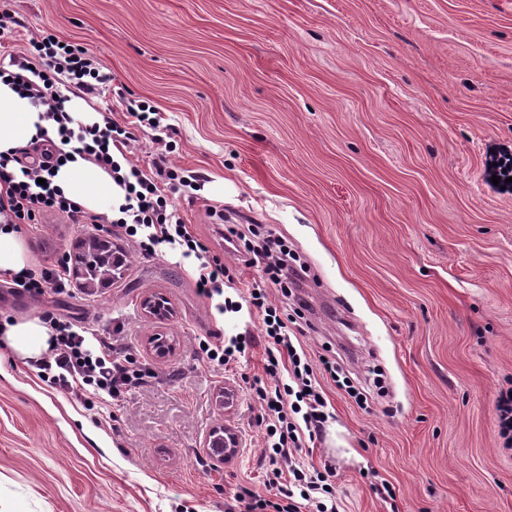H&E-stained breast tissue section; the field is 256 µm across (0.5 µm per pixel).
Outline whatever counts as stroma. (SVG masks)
<instances>
[{"mask_svg": "<svg viewBox=\"0 0 512 512\" xmlns=\"http://www.w3.org/2000/svg\"><path fill=\"white\" fill-rule=\"evenodd\" d=\"M27 35L50 28L104 59L107 98L148 100L169 125L131 126L128 157L200 172L175 195L222 257L223 294H197L196 263L128 251L121 278L87 295L6 296L0 321L49 314L121 332L152 376L87 409L33 362L0 360V512H227L265 494L261 410L249 390L266 342L258 277L224 250L233 224L284 237L310 268L311 357L331 346L385 391L360 408L329 379L333 408L306 464L331 466L338 512H512V452L496 396L512 379V0H0ZM173 152H166V145ZM33 268L66 262L91 225L46 215L19 227ZM172 307L158 321L142 299ZM250 333L219 369L198 339ZM174 346L157 357L153 335ZM231 428L240 455L205 444ZM395 490L394 501L375 492ZM207 447L210 448L213 457L218 461H224V463H228L235 459L240 452V448H237V441L235 437L232 439V447L227 448L225 446L223 432L217 430L210 433Z\"/></svg>", "mask_w": 512, "mask_h": 512, "instance_id": "stroma-1", "label": "stroma"}]
</instances>
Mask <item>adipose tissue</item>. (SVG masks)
<instances>
[{
	"label": "adipose tissue",
	"mask_w": 512,
	"mask_h": 512,
	"mask_svg": "<svg viewBox=\"0 0 512 512\" xmlns=\"http://www.w3.org/2000/svg\"><path fill=\"white\" fill-rule=\"evenodd\" d=\"M57 137L56 126L0 79V154ZM54 183L67 198L95 212L111 213L122 198L108 173L81 159L59 167ZM28 268L19 232L0 214V274L8 277ZM0 335L19 357L35 360L48 351L52 331L40 318L23 317L1 325Z\"/></svg>",
	"instance_id": "obj_1"
}]
</instances>
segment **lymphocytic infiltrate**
Here are the masks:
<instances>
[{
    "label": "lymphocytic infiltrate",
    "mask_w": 512,
    "mask_h": 512,
    "mask_svg": "<svg viewBox=\"0 0 512 512\" xmlns=\"http://www.w3.org/2000/svg\"><path fill=\"white\" fill-rule=\"evenodd\" d=\"M17 26L13 14L0 13V77L12 81L34 105L44 107L43 117L57 125L60 142L36 157L24 149L0 155V184L6 187L9 223L31 224L55 213L76 224L119 231L145 255L163 246L177 250L183 258L196 259L195 282L202 296L222 293L228 268L220 257L210 254L164 194L165 187L200 182L201 174L162 166L148 171L133 163L125 153L130 135L114 118L115 113L124 112L136 123L159 129L162 112L146 100L101 98V85L111 79L102 59L52 32L32 35L21 50L8 49L6 42L15 38ZM62 76L90 101L98 121L84 123L66 110V99L57 89ZM75 154L107 172L122 191L118 217L86 212L53 184L55 167ZM224 241L248 265L261 270L263 287L249 301L263 318L261 331L268 343L265 377L252 385L266 425L268 493L239 497L240 512H336L335 487L327 474L309 472L298 460L305 440H316L330 417L317 375H329L358 406H365L369 393L336 360L323 355L314 362L298 350L289 334L288 315L269 304L267 286L286 295L300 286L306 274L287 241L256 224L243 231L226 227ZM49 324L55 342L39 368L50 374L52 384L84 403L110 402L149 378V371L137 364L119 338L94 336L92 329L62 316L50 318Z\"/></svg>",
    "instance_id": "obj_1"
}]
</instances>
